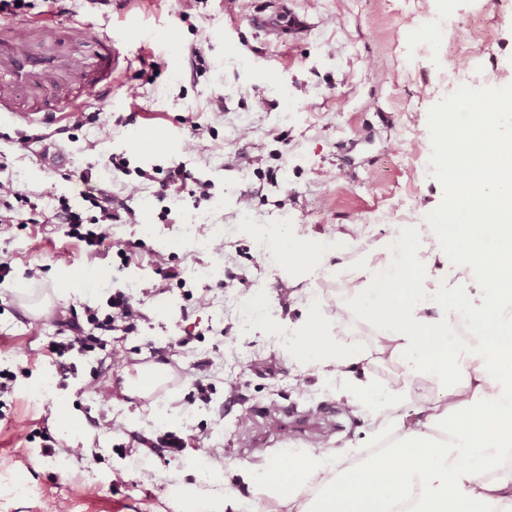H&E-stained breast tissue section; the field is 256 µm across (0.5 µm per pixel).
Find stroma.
<instances>
[{
	"label": "stroma",
	"instance_id": "35a3bbf8",
	"mask_svg": "<svg viewBox=\"0 0 512 512\" xmlns=\"http://www.w3.org/2000/svg\"><path fill=\"white\" fill-rule=\"evenodd\" d=\"M33 3L25 12L32 20L111 30L128 61L108 100L89 95L82 111L50 125L0 123V182L25 193L36 218L0 235V262L11 267L0 287V371L15 376L0 395V512H185L177 482L205 490L212 483L196 466L200 449H212L231 488L240 468L282 453V434L266 416L273 405L320 424L327 447H365L367 412L346 411L332 386L300 378L280 341L255 327L297 320V296L315 297L333 344L364 351L369 376L388 385L401 369L380 356L376 330L352 299L375 256L355 263L336 256L305 274L260 261V240L286 212L297 234L370 241L391 231L380 213L404 202L411 205L406 224L431 237V213L444 194L425 168L434 156V117L452 96L512 95V0H451L459 35L493 42L491 54L475 61L482 79L453 89L440 80L446 54L411 64L402 51L434 38L452 52L457 35L423 30L396 0H291L310 29L283 43L250 25L260 0H238L232 13L226 0H114L103 9L71 0L63 15L52 0ZM166 25L184 53L199 49L198 72L171 66L164 47L150 41V32ZM146 59L159 62L158 73L144 72ZM257 68L271 70L273 80L257 81ZM284 90L289 111L280 104ZM133 128L159 137L160 147L135 146ZM22 131L39 142L21 146ZM112 155L148 173L176 156L211 182L210 196L172 189L160 202L157 183L147 179L128 196L127 176L105 170ZM87 169L93 182L109 180L113 195L128 198L136 213L109 224L94 251L68 237L67 225L49 221L57 196L78 199V175ZM198 214L208 223H195ZM189 224L194 233L184 248L165 252L167 239L184 236ZM214 224L224 234L212 243ZM217 262L223 283L197 277L198 268ZM71 265L106 267L111 281L34 318L26 300L56 292ZM17 282L28 284L27 296L9 292ZM118 290L140 313L135 332L98 334L92 351L74 350L61 361L45 354L49 341L69 339L58 315L82 322L86 308L108 313ZM252 292L266 301L256 313ZM342 307L350 316L340 323ZM114 348L124 364L105 362ZM152 363L168 365L171 379L150 397L127 395L123 369ZM97 382L111 387L109 402L95 393ZM61 400L84 422L82 436L58 429ZM244 412L252 417L245 429L238 425ZM167 433L184 440L180 455L154 450ZM75 448L84 449L83 458L72 456ZM21 484L26 493H18Z\"/></svg>",
	"mask_w": 512,
	"mask_h": 512
}]
</instances>
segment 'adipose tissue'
<instances>
[{"label":"adipose tissue","mask_w":512,"mask_h":512,"mask_svg":"<svg viewBox=\"0 0 512 512\" xmlns=\"http://www.w3.org/2000/svg\"><path fill=\"white\" fill-rule=\"evenodd\" d=\"M511 110L508 96L438 113L433 174L446 195L433 213L435 244L396 225L369 246L380 260L353 295L404 384L358 376L365 354L336 349L314 297L282 326L300 372L341 378L340 397L378 421L384 450L357 461L331 448L292 451L248 466L239 489L219 479L204 493L178 484L188 506L229 499L248 512H512V138L500 131ZM263 242L274 265L312 270L357 247L284 224ZM449 259L460 287L435 275ZM471 279L481 284L475 297L464 286ZM416 377L437 393L407 422L398 411Z\"/></svg>","instance_id":"adipose-tissue-1"}]
</instances>
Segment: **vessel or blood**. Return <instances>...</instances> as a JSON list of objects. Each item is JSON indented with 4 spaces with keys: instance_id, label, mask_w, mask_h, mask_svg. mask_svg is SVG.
Returning <instances> with one entry per match:
<instances>
[{
    "instance_id": "1",
    "label": "vessel or blood",
    "mask_w": 512,
    "mask_h": 512,
    "mask_svg": "<svg viewBox=\"0 0 512 512\" xmlns=\"http://www.w3.org/2000/svg\"><path fill=\"white\" fill-rule=\"evenodd\" d=\"M252 22L275 38L307 29L286 0H268ZM125 60L106 31L24 18L0 22V121L52 122L76 111L87 91L111 95Z\"/></svg>"
}]
</instances>
